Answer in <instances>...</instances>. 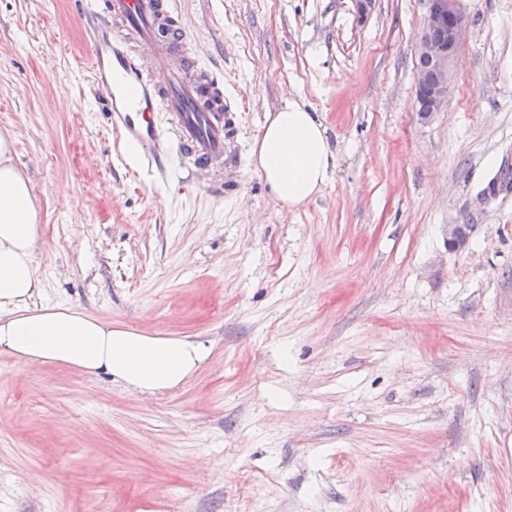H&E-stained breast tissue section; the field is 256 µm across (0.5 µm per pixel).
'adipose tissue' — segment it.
I'll return each mask as SVG.
<instances>
[{"mask_svg":"<svg viewBox=\"0 0 512 512\" xmlns=\"http://www.w3.org/2000/svg\"><path fill=\"white\" fill-rule=\"evenodd\" d=\"M252 157L271 193L290 207L314 198L334 163L316 113L293 100L267 117ZM39 238L30 182L15 162L12 136L2 133L0 352L21 362L64 363L140 392L174 389L204 362L206 349L184 338L142 336L67 306H34L41 289L34 263Z\"/></svg>","mask_w":512,"mask_h":512,"instance_id":"adipose-tissue-1","label":"adipose tissue"}]
</instances>
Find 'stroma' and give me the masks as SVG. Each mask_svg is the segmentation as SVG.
I'll return each instance as SVG.
<instances>
[{"label":"stroma","mask_w":512,"mask_h":512,"mask_svg":"<svg viewBox=\"0 0 512 512\" xmlns=\"http://www.w3.org/2000/svg\"><path fill=\"white\" fill-rule=\"evenodd\" d=\"M79 2L0 0L40 302L208 356L141 395L0 353V512H512V190L479 198L512 162V0H459L426 119L427 0H170L235 129L223 169L153 174L111 130ZM289 99L335 153L297 209L252 162ZM428 14L425 20L424 32L420 38L417 49V58L428 60L439 75L438 81L436 73L429 67L428 63L422 60L418 61L420 67L427 72L432 82L429 85L427 95V104L420 111L423 118H427L438 112L447 102L448 86L453 76V64L456 52L466 34L467 20L463 12L457 7V0H429ZM447 36L448 43L443 50L442 41L439 39ZM453 49L455 51L453 52Z\"/></svg>","instance_id":"1"}]
</instances>
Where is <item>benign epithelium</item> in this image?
I'll return each mask as SVG.
<instances>
[{"label": "benign epithelium", "mask_w": 512, "mask_h": 512, "mask_svg": "<svg viewBox=\"0 0 512 512\" xmlns=\"http://www.w3.org/2000/svg\"><path fill=\"white\" fill-rule=\"evenodd\" d=\"M467 30V20L457 7V0H428L424 32L417 49V58L429 61L438 74V81L428 84L426 73L416 70V91L429 85L427 104L421 116L429 117L447 102L448 86L453 76L455 50L460 47ZM448 37V50H443L441 37Z\"/></svg>", "instance_id": "benign-epithelium-1"}]
</instances>
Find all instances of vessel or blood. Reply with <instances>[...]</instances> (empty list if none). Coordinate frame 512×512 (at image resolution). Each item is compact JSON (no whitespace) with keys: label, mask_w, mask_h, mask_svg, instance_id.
<instances>
[{"label":"vessel or blood","mask_w":512,"mask_h":512,"mask_svg":"<svg viewBox=\"0 0 512 512\" xmlns=\"http://www.w3.org/2000/svg\"><path fill=\"white\" fill-rule=\"evenodd\" d=\"M83 13L93 41L107 43L89 67L113 130L144 145L166 137L194 167L221 166L232 124L224 84L198 64L169 0H85ZM162 110L176 116L166 130L155 120Z\"/></svg>","instance_id":"vessel-or-blood-1"}]
</instances>
